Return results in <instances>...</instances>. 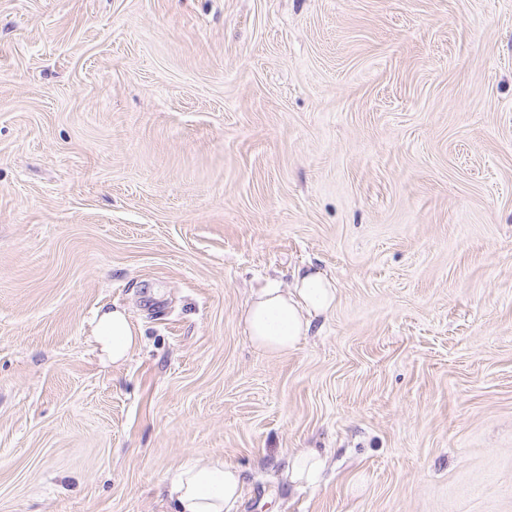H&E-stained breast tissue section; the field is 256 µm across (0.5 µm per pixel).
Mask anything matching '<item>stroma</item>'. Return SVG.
Instances as JSON below:
<instances>
[{"label":"stroma","mask_w":512,"mask_h":512,"mask_svg":"<svg viewBox=\"0 0 512 512\" xmlns=\"http://www.w3.org/2000/svg\"><path fill=\"white\" fill-rule=\"evenodd\" d=\"M304 267L335 310L260 352ZM213 457L231 512H512V0H0V512ZM336 280L319 270H298L287 291L275 281L254 293L241 321L253 344L272 355L293 350L315 319L335 307ZM92 338L112 364L125 361L139 342L129 315L116 307L99 312ZM325 465V460L311 448L295 452L288 459V480L292 484L314 481Z\"/></svg>","instance_id":"obj_1"}]
</instances>
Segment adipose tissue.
I'll return each instance as SVG.
<instances>
[{"instance_id":"adipose-tissue-1","label":"adipose tissue","mask_w":512,"mask_h":512,"mask_svg":"<svg viewBox=\"0 0 512 512\" xmlns=\"http://www.w3.org/2000/svg\"><path fill=\"white\" fill-rule=\"evenodd\" d=\"M335 303L333 277L319 270H299L290 289L272 281L254 293L241 321L258 349L279 355L293 350L315 319L331 313ZM93 340L116 364L125 361L139 342L128 314L119 308L99 312ZM241 485L240 470L216 457L177 470L168 494L174 512H229Z\"/></svg>"}]
</instances>
